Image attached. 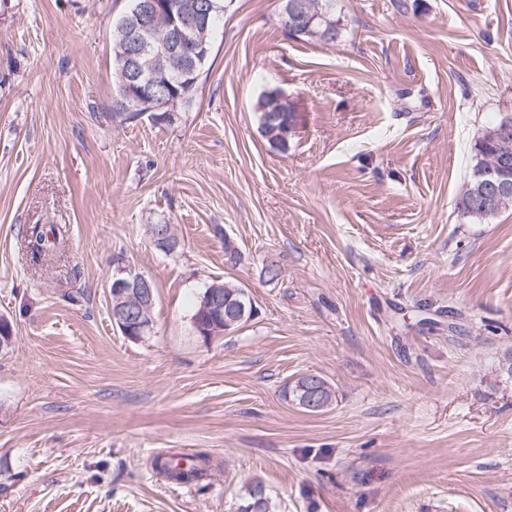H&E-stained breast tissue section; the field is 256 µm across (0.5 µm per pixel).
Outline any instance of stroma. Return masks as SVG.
I'll return each mask as SVG.
<instances>
[{
    "label": "stroma",
    "instance_id": "stroma-1",
    "mask_svg": "<svg viewBox=\"0 0 512 512\" xmlns=\"http://www.w3.org/2000/svg\"><path fill=\"white\" fill-rule=\"evenodd\" d=\"M123 4L0 0V512H237L252 478L275 512H512V207L456 208L512 115V0H336L333 44L288 37L280 0H224L158 123L112 115ZM268 89L294 107L284 152ZM34 224L64 238L38 263ZM123 267L156 289L141 342L110 315ZM217 281L256 312L206 345ZM304 374L329 407L284 400ZM167 450L222 467L175 484ZM279 93L270 90L263 93L256 101L255 110L259 113L260 129L268 143L280 150L288 149V141L283 138V132L290 128L294 122V112L288 100L283 101L278 107V112H270L272 96ZM505 117H502L494 126L487 128L483 131L481 137L483 140L487 142H496L500 141L494 144H483L478 140V142L475 145V154L473 156V165H472V172L470 179L465 184L462 193L459 197V200L457 201V210L459 211L460 215L464 218H468L469 220H483L486 215L478 214V215H469L467 217L462 215L461 212L465 209H467V206L469 204V201L471 199L473 189L476 184V180L474 177L475 174V168L481 164L484 166V168H489L490 164L497 158L501 157L504 154L512 155V132L510 135L507 136V134L511 130V121L505 120L504 123L499 126ZM497 125V126H496ZM507 136V137H506ZM506 137V138H505ZM309 376L317 378L318 382L321 384V386L323 388V390H322V403H321V407H320L319 410L314 411V412H318V411L323 410L328 405H330L331 402H332V399H333L332 391H331V389H330V387L328 385V382L324 378H322V377H320L318 375L308 374V375H305V376H302V377L298 378L294 383L288 385L284 389L283 397L285 399H288L290 402L295 403V404L301 406V398H302L303 393L298 390V387H299L301 381L304 380L306 377H309Z\"/></svg>",
    "mask_w": 512,
    "mask_h": 512
}]
</instances>
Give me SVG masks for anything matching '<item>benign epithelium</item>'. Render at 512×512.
Segmentation results:
<instances>
[{
  "mask_svg": "<svg viewBox=\"0 0 512 512\" xmlns=\"http://www.w3.org/2000/svg\"><path fill=\"white\" fill-rule=\"evenodd\" d=\"M213 8L210 0H134L122 21L126 34L125 52L119 55L126 73L123 101L127 111L137 112L147 105L155 109L171 105L172 100L155 97L150 101L142 93L150 89L149 69L159 60H180L185 69L196 66L204 53V43L199 33L206 30L207 20ZM166 20L172 30L189 28L190 33L177 39L152 37L157 19ZM512 131V122L487 128L482 139L496 142ZM480 197L485 208L512 196V159L503 157L481 174ZM112 296L118 303V322L124 335L133 341H140L153 332L154 325L148 317L147 308L152 304L150 280L141 274H131V279L112 284Z\"/></svg>",
  "mask_w": 512,
  "mask_h": 512,
  "instance_id": "1",
  "label": "benign epithelium"
}]
</instances>
